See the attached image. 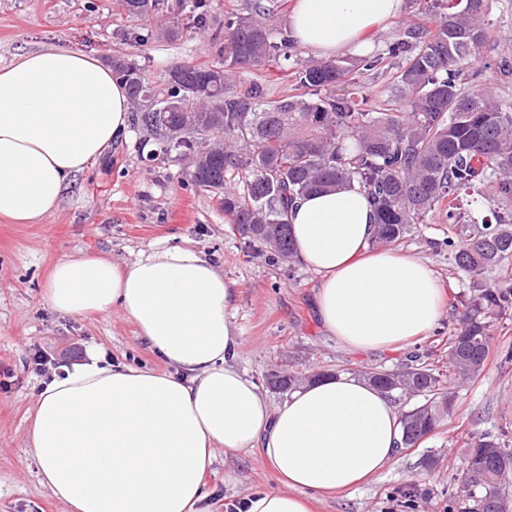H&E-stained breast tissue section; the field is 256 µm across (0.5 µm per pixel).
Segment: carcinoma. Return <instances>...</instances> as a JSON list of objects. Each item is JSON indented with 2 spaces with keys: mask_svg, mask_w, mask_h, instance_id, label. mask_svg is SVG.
I'll return each instance as SVG.
<instances>
[{
  "mask_svg": "<svg viewBox=\"0 0 512 512\" xmlns=\"http://www.w3.org/2000/svg\"><path fill=\"white\" fill-rule=\"evenodd\" d=\"M426 23L399 31L387 55L403 59L394 79L395 107L367 108L353 75L383 62L381 55L344 57L299 67L300 92L269 101L257 85L238 87L235 73L276 62L288 68L293 41L265 22L256 3L247 15L224 16V65L175 66L161 83L132 58L115 56L112 71L125 81L138 120L156 135L159 151L193 160L190 179L218 195L246 250L268 260H295L289 205L298 197L356 181L377 214L374 245L394 243L445 212L448 247L473 294L448 336V372L472 379L488 357L492 319L512 310V285L491 273L512 271V102L470 73L487 37L493 0H429ZM127 13L150 20L161 0H123ZM351 85L347 94L331 87ZM478 195L493 203L477 220L464 219L463 200ZM362 377L403 395L385 370ZM404 378L423 397L402 414V445L410 448L433 432L452 410L442 373L408 366ZM275 391L297 388L293 376L270 373ZM465 491L448 498L447 512H502L512 498L506 432L473 433L467 442Z\"/></svg>",
  "mask_w": 512,
  "mask_h": 512,
  "instance_id": "carcinoma-1",
  "label": "carcinoma"
}]
</instances>
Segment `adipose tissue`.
<instances>
[{"label": "adipose tissue", "instance_id": "adipose-tissue-1", "mask_svg": "<svg viewBox=\"0 0 512 512\" xmlns=\"http://www.w3.org/2000/svg\"><path fill=\"white\" fill-rule=\"evenodd\" d=\"M403 0H295L293 38L324 56L372 43ZM124 83L99 58L53 45L0 67V217L52 214L71 176L124 138ZM303 266L316 274L319 317L358 351L408 345L436 327L446 295L422 259L371 250L376 214L351 182L289 210ZM239 290L190 247L157 245L129 263L79 256L45 286L62 314L119 310L168 365L115 367L98 351L43 383L27 440L39 478L68 512H208L203 478L217 451L257 448L277 489L243 512H310L306 492L356 488L381 474L401 439L391 396L365 380L325 376L271 404L234 361Z\"/></svg>", "mask_w": 512, "mask_h": 512}]
</instances>
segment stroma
Segmentation results:
<instances>
[{
    "label": "stroma",
    "instance_id": "stroma-1",
    "mask_svg": "<svg viewBox=\"0 0 512 512\" xmlns=\"http://www.w3.org/2000/svg\"><path fill=\"white\" fill-rule=\"evenodd\" d=\"M251 3L206 0L207 21L197 26L185 8L162 9L146 23L127 16L122 0H0V64L30 50L64 45L107 62L116 55H134L148 77L158 81L175 65H219L225 15L247 13ZM419 3L404 0L400 20L373 38L371 51L384 60L356 75L371 103L393 93L400 62L385 51L405 24L420 22ZM172 23L181 28L178 38L159 37L158 29ZM481 58L491 63L482 72L483 86L512 100V76H502L497 68L500 60L512 61V0H494ZM156 147L153 134L130 121L126 138L70 178L50 216L36 224L0 218V512H67L40 483L26 437L40 383L58 372L61 363H82L89 350L99 348L113 364L167 368L121 312L69 316L47 304L44 288L49 273L69 257L105 256L122 265L158 242L203 252L239 286L232 323L243 346L236 364L274 404L282 396L264 383L274 367L298 376L338 369L356 376L372 368L401 369L416 360L443 371L448 368V336L470 290L447 251L437 247L448 235L444 213H434L393 245L394 250L428 262L442 287L449 289L438 327L425 339L401 348L348 350L318 318V277L303 265L271 263L248 253L219 198L192 184L188 160L156 154ZM511 351L509 312L494 322L482 373L472 380L447 381L456 406L441 428L415 447L400 449L386 469L364 485L315 494L314 512H402L399 490L410 481L425 490L415 512H445L449 492L457 491L462 480L468 436L512 432V362L504 360ZM38 353L47 359L40 367L33 361ZM430 456L435 459L431 466L426 463ZM205 483L210 512H230L231 505L278 486L256 450L217 454Z\"/></svg>",
    "mask_w": 512,
    "mask_h": 512
}]
</instances>
